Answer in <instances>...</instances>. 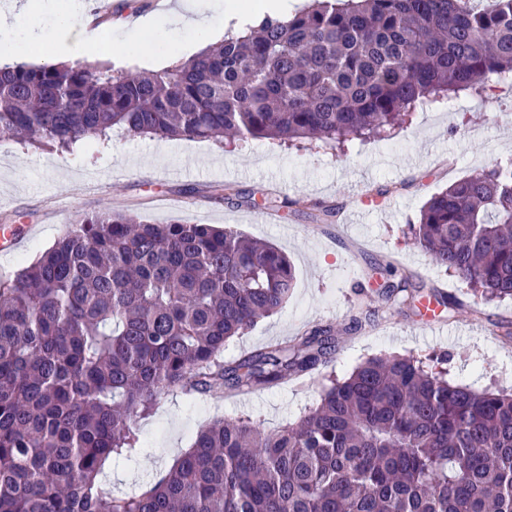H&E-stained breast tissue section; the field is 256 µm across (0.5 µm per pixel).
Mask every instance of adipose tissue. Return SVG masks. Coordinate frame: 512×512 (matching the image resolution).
I'll return each instance as SVG.
<instances>
[{
  "label": "adipose tissue",
  "instance_id": "adipose-tissue-1",
  "mask_svg": "<svg viewBox=\"0 0 512 512\" xmlns=\"http://www.w3.org/2000/svg\"><path fill=\"white\" fill-rule=\"evenodd\" d=\"M212 0H174L169 13L158 14L134 24L129 29L128 55L146 57L152 62H171L205 48L221 38L229 27L245 28L256 16L280 18L288 12V0H225L224 16L215 19ZM58 0H27L21 13L0 14V45L13 56H22L24 46L12 40L17 25H25L31 34L50 25V45L61 57L90 54L96 47L97 34L84 22L85 7L75 0L71 9L62 11Z\"/></svg>",
  "mask_w": 512,
  "mask_h": 512
}]
</instances>
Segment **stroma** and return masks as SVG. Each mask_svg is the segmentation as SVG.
I'll list each match as a JSON object with an SVG mask.
<instances>
[{"label": "stroma", "mask_w": 512, "mask_h": 512, "mask_svg": "<svg viewBox=\"0 0 512 512\" xmlns=\"http://www.w3.org/2000/svg\"><path fill=\"white\" fill-rule=\"evenodd\" d=\"M98 2L84 0L101 29L96 63L150 73L143 61L123 55L126 33L114 22H134L160 0H118L104 14ZM509 158L512 85L494 82L483 95L423 106L391 140L355 141L340 152L252 138L219 145L123 134L63 151L17 141L0 148V226L20 237L0 256V277L30 264L82 214L105 206L152 224L223 226L281 248L297 275L283 308L231 339L225 360L330 325L337 336L329 365L335 377L375 356L444 354L449 382L512 393V338L501 328L512 321V301L476 300L409 233L433 194ZM270 193L280 203L273 220L262 206ZM388 266L428 286L419 306L378 300L374 291ZM431 319L440 329L418 334ZM487 326L492 335H483ZM320 387L316 372L246 399L219 389L168 392L136 420L145 449L134 461L113 464L112 487L146 489L176 462V449L189 448L196 432L215 421L249 418L267 429L297 422L318 404Z\"/></svg>", "instance_id": "obj_1"}]
</instances>
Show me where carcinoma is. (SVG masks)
<instances>
[{"mask_svg":"<svg viewBox=\"0 0 512 512\" xmlns=\"http://www.w3.org/2000/svg\"><path fill=\"white\" fill-rule=\"evenodd\" d=\"M506 78L512 0H311L156 73L5 64L0 140L248 136L336 150ZM412 234L474 296L512 300V163L433 195ZM294 281L269 244L108 207L0 279V512H512V394L450 384L442 355L370 358L278 430L217 421L150 488L112 491L105 468L142 452L135 420L166 392L261 391L331 361L328 327L224 362ZM379 296L419 300L406 278Z\"/></svg>","mask_w":512,"mask_h":512,"instance_id":"obj_1","label":"carcinoma"}]
</instances>
